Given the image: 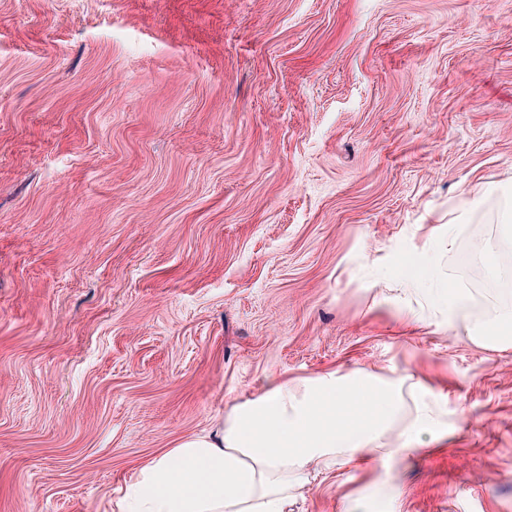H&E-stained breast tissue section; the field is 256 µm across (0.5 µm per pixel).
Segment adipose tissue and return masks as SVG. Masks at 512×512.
<instances>
[{"label":"adipose tissue","mask_w":512,"mask_h":512,"mask_svg":"<svg viewBox=\"0 0 512 512\" xmlns=\"http://www.w3.org/2000/svg\"><path fill=\"white\" fill-rule=\"evenodd\" d=\"M422 382L329 370L264 390L140 466L111 512H299L318 475L405 461L447 431Z\"/></svg>","instance_id":"1"}]
</instances>
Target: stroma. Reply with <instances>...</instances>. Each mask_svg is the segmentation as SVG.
<instances>
[{
  "label": "stroma",
  "mask_w": 512,
  "mask_h": 512,
  "mask_svg": "<svg viewBox=\"0 0 512 512\" xmlns=\"http://www.w3.org/2000/svg\"><path fill=\"white\" fill-rule=\"evenodd\" d=\"M508 185L512 0H0V512H104L266 376L334 368L448 416L357 512H512V346L471 337L493 299L451 332L401 276L495 281L497 197L455 207ZM367 479L320 475L304 512ZM404 276L409 281L421 280L430 284H435L440 280L438 267L432 261L426 259L412 263L406 268Z\"/></svg>",
  "instance_id": "obj_1"
}]
</instances>
